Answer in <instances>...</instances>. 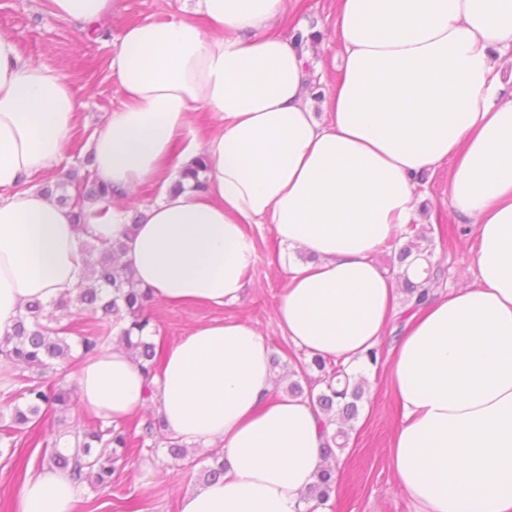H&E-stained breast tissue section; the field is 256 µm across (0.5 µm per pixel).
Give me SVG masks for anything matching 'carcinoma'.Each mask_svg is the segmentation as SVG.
<instances>
[{
    "label": "carcinoma",
    "instance_id": "1",
    "mask_svg": "<svg viewBox=\"0 0 512 512\" xmlns=\"http://www.w3.org/2000/svg\"><path fill=\"white\" fill-rule=\"evenodd\" d=\"M75 180L73 173L55 184L42 185L43 192L58 204L71 209L74 224L82 232L88 230L86 209L88 206L112 197V190L98 178H85L69 194L68 187ZM426 237L425 228L407 224L393 245L399 246L398 265H403L411 256L423 259L428 264L427 277L421 283L404 280L403 289L407 302L418 307L429 300V290L442 276L443 271L430 258L422 254L417 240ZM125 244L116 240L103 242L101 246L89 245L87 253V275L85 283L74 293L60 296L45 308L39 301L24 304L11 331L0 337V355L31 372L29 376L17 378L19 388L6 392L7 398L15 402L11 421L0 426V444L9 448L17 445V436L28 428L69 409L73 403V388L59 379L52 383L45 380L49 373H56L57 366L70 360L80 361L91 357L112 343V331L119 329L117 338L129 351L146 379L145 398L152 397V380L158 374L162 358L155 341L156 328L150 316L145 314L152 292L136 281L131 268L121 262ZM73 304L87 312V318L79 323H61L54 315L66 311ZM77 341L71 342V336ZM311 364L320 372L311 379L306 367L288 369V386L292 397H305L328 419L337 424L334 433L323 449L329 464L320 469L315 481L306 492V498L326 504L336 493L337 453L349 442L353 422L358 419L360 404L368 394L366 382L358 380L338 362H328L315 357ZM67 431H55L44 441L39 457V466L68 473L79 485L88 484L104 490L112 486L116 464L127 458L130 448L151 442V447H163L175 461H185L187 447L167 432L159 417L149 418L143 425H106L99 419L96 423L73 434V446H60ZM212 464L204 469L206 481L224 475V455L219 449L210 453Z\"/></svg>",
    "mask_w": 512,
    "mask_h": 512
}]
</instances>
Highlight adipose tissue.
<instances>
[{
	"label": "adipose tissue",
	"instance_id": "1",
	"mask_svg": "<svg viewBox=\"0 0 512 512\" xmlns=\"http://www.w3.org/2000/svg\"><path fill=\"white\" fill-rule=\"evenodd\" d=\"M292 0H197L179 16L125 28L110 63L123 103L92 139L113 197L146 181L161 198L124 211L68 208L33 186L63 157L81 103L59 69L24 60L0 32V335L20 306L48 304L86 274L84 243L120 240L155 299L237 301L257 254L244 227L269 225L288 250L277 322L307 356L366 372L391 336L386 385L403 417L388 451L420 512H512V0H335L344 71L316 118L308 53L267 31ZM214 112L198 133L192 114ZM205 157L203 187L182 173ZM450 163L448 206L471 224L475 285L432 294L400 329L395 277L374 259L420 210L421 174ZM182 181L173 189V181ZM272 349L237 318L191 327L165 352L153 400L168 433L218 447L224 477L186 492L179 512H323L304 493L322 466L324 416L275 389ZM82 407L120 422L145 378L119 344L75 373ZM81 490L44 469L14 512H78Z\"/></svg>",
	"mask_w": 512,
	"mask_h": 512
}]
</instances>
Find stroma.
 Wrapping results in <instances>:
<instances>
[{
	"label": "stroma",
	"mask_w": 512,
	"mask_h": 512,
	"mask_svg": "<svg viewBox=\"0 0 512 512\" xmlns=\"http://www.w3.org/2000/svg\"><path fill=\"white\" fill-rule=\"evenodd\" d=\"M194 0H116L113 12L89 31L71 21L55 18L49 0H0V30L11 33L25 59L56 67L66 73L78 91L80 120L70 135L60 165L49 173L57 180L68 171L85 174L91 140L123 102L116 79L109 76V61L117 52L123 29L140 21H165L193 10ZM333 0H298L292 22H276L272 30L290 35L291 23L312 34L307 65L314 91L311 106L322 114L318 93L326 79H339L342 57L332 45ZM419 190L428 205L422 223L429 233L423 245L437 256L444 273L440 287L457 291L475 281L473 256L476 240L448 208V168L427 172ZM257 259L245 275L241 299L223 307L208 304L169 305L153 302L148 312L164 343H172L196 324L213 319L241 318L267 338L281 360H301L305 354L284 338L276 319L278 299L287 279L288 251L265 224H250ZM371 399L364 402L350 444L343 452L339 487L325 506L326 512H417L415 503L399 488L388 464V448L402 417L396 398L387 391L383 370L369 383ZM50 432L49 425L29 429L14 453L13 464H0V512H10L12 497L24 477L39 470L38 455ZM194 467L172 460L165 449H135L119 464L112 486L98 490L84 486L80 512H178L183 493L194 489L203 468L210 465L207 453L193 454Z\"/></svg>",
	"instance_id": "obj_1"
}]
</instances>
